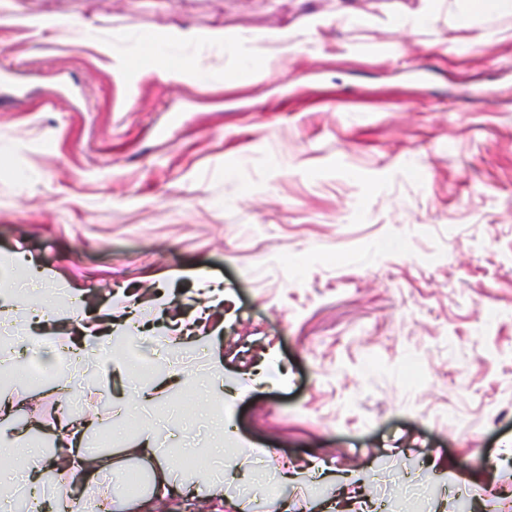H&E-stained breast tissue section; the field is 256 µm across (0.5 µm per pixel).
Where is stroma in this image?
I'll return each mask as SVG.
<instances>
[{"instance_id": "1", "label": "stroma", "mask_w": 512, "mask_h": 512, "mask_svg": "<svg viewBox=\"0 0 512 512\" xmlns=\"http://www.w3.org/2000/svg\"><path fill=\"white\" fill-rule=\"evenodd\" d=\"M67 37L0 27V309L29 333L35 270L55 311L112 306L206 345L121 359L184 369L143 420L180 483L192 454L223 512H503L512 494V16L457 0H26ZM432 8L428 25L408 17ZM350 11L355 23L337 22ZM328 23L309 31L313 14ZM173 27L296 30L261 77L165 78ZM138 43L128 66L96 37ZM81 298L79 308L71 295ZM224 404L208 399L212 353ZM41 388L1 384L11 427L55 445L57 356ZM231 417L235 434L220 439ZM236 457L223 472L216 446ZM293 479L282 484L281 472Z\"/></svg>"}]
</instances>
